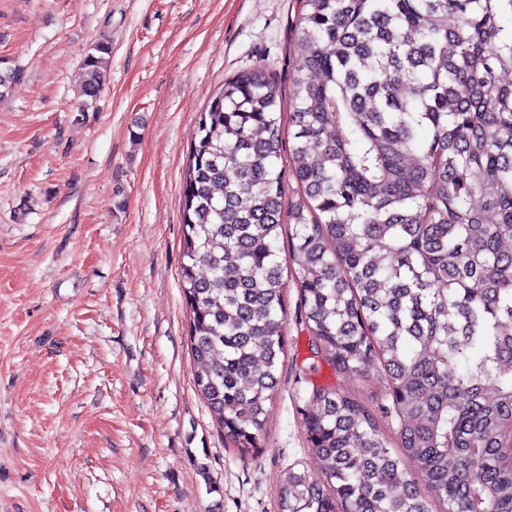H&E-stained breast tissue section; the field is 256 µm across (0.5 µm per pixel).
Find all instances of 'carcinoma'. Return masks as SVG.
<instances>
[{"mask_svg": "<svg viewBox=\"0 0 512 512\" xmlns=\"http://www.w3.org/2000/svg\"><path fill=\"white\" fill-rule=\"evenodd\" d=\"M301 4L288 104L266 65L235 73L183 169L195 387L226 439L257 443L286 351L288 224L311 351L382 369L399 448L313 388L319 475L288 469L282 512H512V0ZM111 55L106 40L85 55L81 111Z\"/></svg>", "mask_w": 512, "mask_h": 512, "instance_id": "cac0c4a2", "label": "carcinoma"}]
</instances>
